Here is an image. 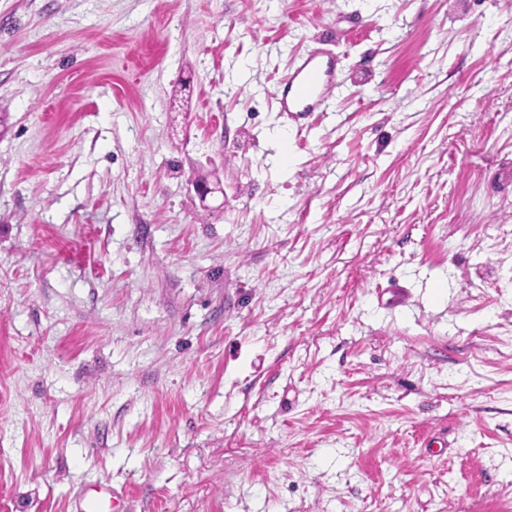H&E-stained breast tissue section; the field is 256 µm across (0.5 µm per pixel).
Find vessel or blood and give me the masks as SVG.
Masks as SVG:
<instances>
[{
  "label": "vessel or blood",
  "mask_w": 512,
  "mask_h": 512,
  "mask_svg": "<svg viewBox=\"0 0 512 512\" xmlns=\"http://www.w3.org/2000/svg\"><path fill=\"white\" fill-rule=\"evenodd\" d=\"M336 77L333 53L316 51L299 57L276 85L272 97L281 112H320L328 105V91ZM116 493L105 485L94 492H81L76 512H112Z\"/></svg>",
  "instance_id": "1"
}]
</instances>
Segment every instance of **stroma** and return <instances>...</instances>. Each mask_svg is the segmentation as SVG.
I'll return each instance as SVG.
<instances>
[{"label": "stroma", "instance_id": "1", "mask_svg": "<svg viewBox=\"0 0 512 512\" xmlns=\"http://www.w3.org/2000/svg\"><path fill=\"white\" fill-rule=\"evenodd\" d=\"M100 482L512 512V0H0V512ZM336 77L331 52H311L299 57L274 88L272 97L280 112H321L328 105V90Z\"/></svg>", "mask_w": 512, "mask_h": 512}]
</instances>
